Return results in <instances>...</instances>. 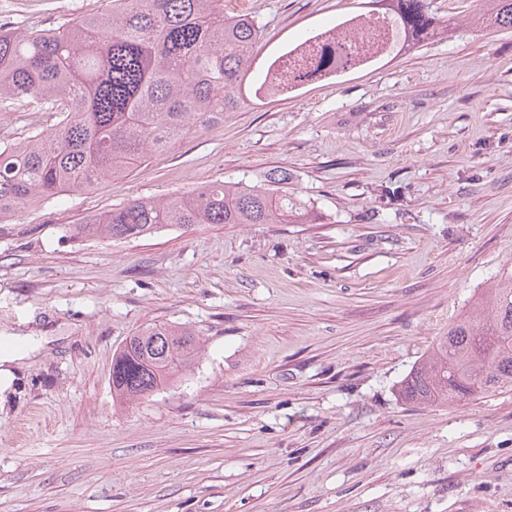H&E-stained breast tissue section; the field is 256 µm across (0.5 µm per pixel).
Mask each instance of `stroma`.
Listing matches in <instances>:
<instances>
[{"label": "stroma", "mask_w": 512, "mask_h": 512, "mask_svg": "<svg viewBox=\"0 0 512 512\" xmlns=\"http://www.w3.org/2000/svg\"><path fill=\"white\" fill-rule=\"evenodd\" d=\"M107 0H0L57 27ZM340 79L247 104L129 176L0 223V335L44 337L0 392V512H512V391L419 406L400 381L512 271V32L459 26ZM257 65L369 0H224ZM284 167L302 224L103 241L70 225L134 197ZM194 329L187 380L112 401V355Z\"/></svg>", "instance_id": "1"}]
</instances>
